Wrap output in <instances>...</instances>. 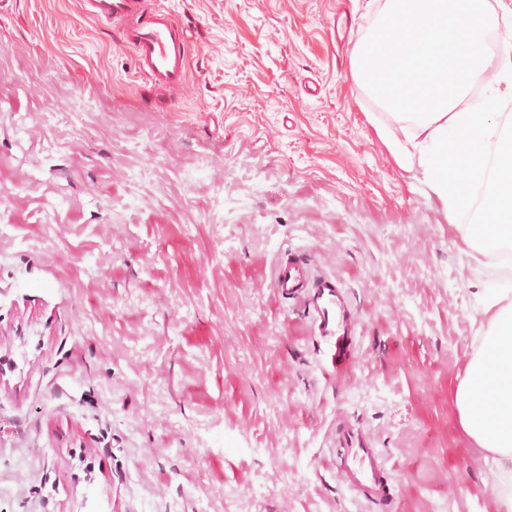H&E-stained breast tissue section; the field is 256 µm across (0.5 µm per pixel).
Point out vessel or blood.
Here are the masks:
<instances>
[{"label": "vessel or blood", "mask_w": 512, "mask_h": 512, "mask_svg": "<svg viewBox=\"0 0 512 512\" xmlns=\"http://www.w3.org/2000/svg\"><path fill=\"white\" fill-rule=\"evenodd\" d=\"M93 18L117 25L121 45L132 50L143 80L175 93L189 69L187 27L169 9L150 0H84ZM273 288L282 298L300 300L311 333L323 342L337 374L350 367L358 331L356 309L335 276L316 273L301 256H280ZM336 470L355 499L391 505L393 485L386 458L361 425L340 421L336 428Z\"/></svg>", "instance_id": "obj_1"}]
</instances>
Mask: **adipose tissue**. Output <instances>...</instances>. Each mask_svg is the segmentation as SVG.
Returning <instances> with one entry per match:
<instances>
[{
    "label": "adipose tissue",
    "mask_w": 512,
    "mask_h": 512,
    "mask_svg": "<svg viewBox=\"0 0 512 512\" xmlns=\"http://www.w3.org/2000/svg\"><path fill=\"white\" fill-rule=\"evenodd\" d=\"M490 21L478 0H387L377 35L353 56V74L394 110L378 134L397 162L453 217L478 265L505 261L506 275L476 297L487 329L454 392L460 431L512 479V43L498 58L478 49ZM492 74L477 105L468 88Z\"/></svg>",
    "instance_id": "adipose-tissue-1"
}]
</instances>
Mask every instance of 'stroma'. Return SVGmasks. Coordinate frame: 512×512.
I'll return each instance as SVG.
<instances>
[{
    "label": "stroma",
    "mask_w": 512,
    "mask_h": 512,
    "mask_svg": "<svg viewBox=\"0 0 512 512\" xmlns=\"http://www.w3.org/2000/svg\"><path fill=\"white\" fill-rule=\"evenodd\" d=\"M192 32L170 95L80 0L0 14V512H493L454 389L487 318L447 214L352 72L386 0H156ZM360 325L328 375L284 251ZM392 510L355 500L336 422ZM336 448V471L354 498L390 506L393 485L374 437L361 425L342 420L336 428Z\"/></svg>",
    "instance_id": "1"
}]
</instances>
